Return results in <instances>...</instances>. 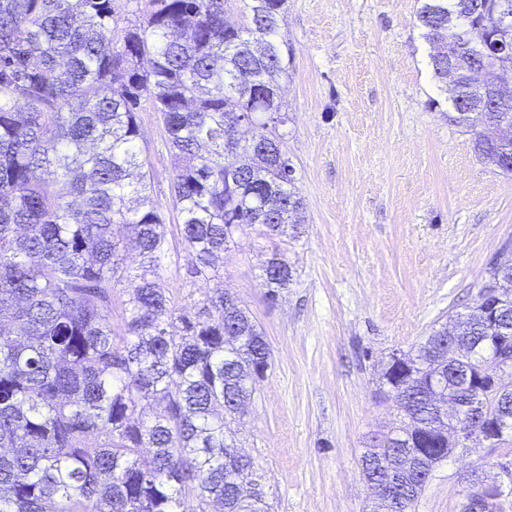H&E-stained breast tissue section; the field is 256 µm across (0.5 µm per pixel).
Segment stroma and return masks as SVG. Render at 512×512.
<instances>
[{"label":"stroma","mask_w":512,"mask_h":512,"mask_svg":"<svg viewBox=\"0 0 512 512\" xmlns=\"http://www.w3.org/2000/svg\"><path fill=\"white\" fill-rule=\"evenodd\" d=\"M418 0H287L282 147L306 222L289 241L254 234L224 255V277L189 279L175 224L165 284L181 306L225 287L264 332L271 366L234 422L269 512H370L362 456L398 410L384 365L474 306L490 263L512 249V176L481 162L429 67ZM151 196L172 213L163 122L139 112ZM281 252L293 278L269 298ZM512 448L469 443L438 462L415 512H460L471 469Z\"/></svg>","instance_id":"obj_1"}]
</instances>
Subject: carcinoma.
<instances>
[{"label":"carcinoma","mask_w":512,"mask_h":512,"mask_svg":"<svg viewBox=\"0 0 512 512\" xmlns=\"http://www.w3.org/2000/svg\"><path fill=\"white\" fill-rule=\"evenodd\" d=\"M228 2L148 0L145 22L120 29L112 0H0V512H267L239 496L256 469L238 466L225 435L270 359L264 333L240 302L224 315V288L194 314L177 305L164 287L166 214L148 174L133 178L146 97L168 136L193 280L220 275L235 237H286L304 223L270 125L288 78L277 40L287 0H235L243 22L231 27ZM419 2L429 44L454 51L470 32L456 77L433 53L430 65L454 121L496 168L492 132L512 123V93L478 90L475 74L512 57V32L496 28L503 0ZM115 224L136 242L130 261ZM272 259L266 286L282 288L291 268ZM128 277L137 285L120 333L112 294ZM456 322L468 348L455 368L474 373L502 333L480 306ZM442 332L407 353L415 376L383 373L409 417L364 453L370 476L402 465L398 494L411 505L426 482L407 457L448 451L431 386L455 396L462 384L446 357L420 372ZM141 401L154 416L134 421Z\"/></svg>","instance_id":"carcinoma-1"}]
</instances>
